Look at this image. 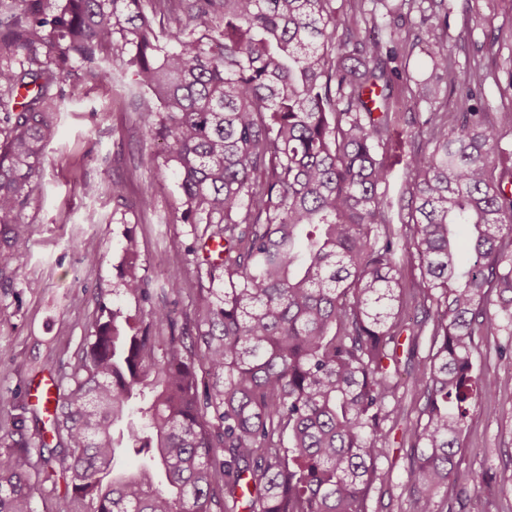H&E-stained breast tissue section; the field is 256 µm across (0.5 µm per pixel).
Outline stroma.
Here are the masks:
<instances>
[{"instance_id":"35a3bbf8","label":"stroma","mask_w":512,"mask_h":512,"mask_svg":"<svg viewBox=\"0 0 512 512\" xmlns=\"http://www.w3.org/2000/svg\"><path fill=\"white\" fill-rule=\"evenodd\" d=\"M450 9L449 60L459 73L478 59L495 71L482 99L490 112L512 106V0H446ZM58 114L59 136L46 150L40 177L28 186L30 200L22 213L29 227L19 242L23 255L8 281H0V429L22 422L23 435L36 441L39 407L26 392L40 381L60 380V393L72 381L65 374L76 363L90 336L100 303L120 306L131 321L142 306L121 285L127 237L139 245L138 263L146 277L168 273L191 281L197 259L191 225L181 223V190L159 154L160 144L139 120L144 105L131 70L117 69L109 84L70 82ZM406 88L395 92L394 137L386 148L392 166L386 198L393 227L401 225V197L410 181L409 155L428 150L429 134L406 105ZM126 185L124 204L112 199L113 182ZM96 186L87 195L85 186ZM97 255L89 263L88 255ZM512 342V326L478 341L474 372L494 385L471 408L463 433L460 463L448 481L449 491L476 487L479 512H512V363L499 355ZM402 412L388 422V455L378 464L369 496V512H412V441L408 428L422 407L410 390L399 389Z\"/></svg>"}]
</instances>
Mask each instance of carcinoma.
<instances>
[{"mask_svg":"<svg viewBox=\"0 0 512 512\" xmlns=\"http://www.w3.org/2000/svg\"><path fill=\"white\" fill-rule=\"evenodd\" d=\"M416 1L429 2L418 28L448 30L434 0H392L341 38L333 0H167L173 26L159 32L151 0H0V277L20 263L25 188L58 137L64 82L110 81L116 63L159 102L140 121L178 177L181 222L202 247L223 243L198 264L179 324L178 277L154 287L127 238L122 287L144 321L100 304L74 388L41 421L61 450L41 441L39 463L65 476L68 512H369L403 385L425 398L410 428L413 512H435L470 405L490 394L473 374L476 338L512 325L500 135L512 108L491 118L481 61L464 80L448 42H428L432 67L467 87L456 112L414 113L431 150L407 163L394 232L382 151ZM407 263L421 289L411 325ZM405 331L429 333V352L402 382L386 362ZM13 447L0 453V512H33L30 443ZM470 497L459 488L448 512Z\"/></svg>","mask_w":512,"mask_h":512,"instance_id":"carcinoma-1","label":"carcinoma"}]
</instances>
